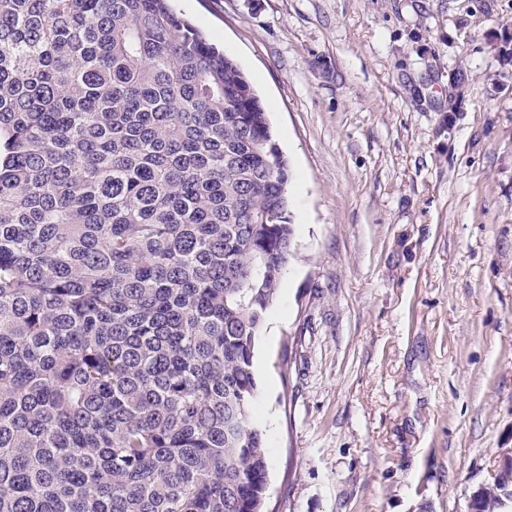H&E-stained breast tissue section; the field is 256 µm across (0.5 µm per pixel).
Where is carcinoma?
I'll return each mask as SVG.
<instances>
[{
	"instance_id": "1",
	"label": "carcinoma",
	"mask_w": 512,
	"mask_h": 512,
	"mask_svg": "<svg viewBox=\"0 0 512 512\" xmlns=\"http://www.w3.org/2000/svg\"><path fill=\"white\" fill-rule=\"evenodd\" d=\"M288 185L168 0H0V512H263Z\"/></svg>"
}]
</instances>
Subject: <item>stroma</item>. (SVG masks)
I'll use <instances>...</instances> for the list:
<instances>
[{
  "label": "stroma",
  "instance_id": "obj_1",
  "mask_svg": "<svg viewBox=\"0 0 512 512\" xmlns=\"http://www.w3.org/2000/svg\"><path fill=\"white\" fill-rule=\"evenodd\" d=\"M173 5L290 165L269 512H472L512 448V0Z\"/></svg>",
  "mask_w": 512,
  "mask_h": 512
}]
</instances>
